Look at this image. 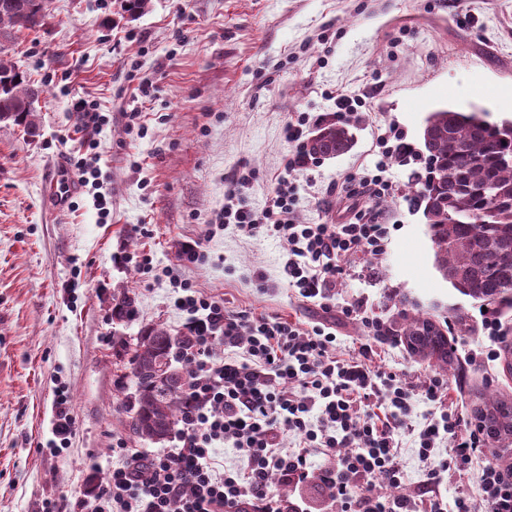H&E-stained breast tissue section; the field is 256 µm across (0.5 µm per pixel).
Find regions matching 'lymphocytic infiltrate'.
Returning <instances> with one entry per match:
<instances>
[{"label":"lymphocytic infiltrate","instance_id":"lymphocytic-infiltrate-1","mask_svg":"<svg viewBox=\"0 0 512 512\" xmlns=\"http://www.w3.org/2000/svg\"><path fill=\"white\" fill-rule=\"evenodd\" d=\"M312 123L299 115L287 126L295 150L276 178L274 195L256 210L241 200L253 174L227 178L224 204L208 235L234 226L248 237H274L288 244L284 273L301 301L325 315L339 313L361 322L367 332L356 355L338 352L335 327L324 321L306 328L275 317L226 306L223 300L173 280L182 291L176 300L188 315L194 345L187 353L191 377L188 409L178 445L163 453L124 449L127 463L101 479L94 501L62 496L46 502L43 512H281L271 489L272 476L289 484L309 477L313 450L335 452L336 465L320 480L342 512H512V470L485 456V443L470 417L448 400V381L430 376L420 389L405 387L396 373L376 368V348L391 340L383 322L366 317L362 302L333 309L329 293L351 258L380 260L390 228L372 214L373 204L395 192L386 161L415 156L401 132L383 158L350 181L351 195L367 198L354 220L340 224H304L297 215V187L291 176L305 168L302 150ZM222 341L226 353L214 358L212 345ZM433 404L427 425L414 436L417 455L428 461L437 444L449 442V455L431 472L428 488L414 497H389L377 483H400L397 438L408 430L414 397ZM378 414H371V407ZM294 437L296 449L285 439ZM231 444L245 468L218 470L213 451ZM482 460L480 499L462 494L447 503L434 489L445 473L461 472Z\"/></svg>","mask_w":512,"mask_h":512}]
</instances>
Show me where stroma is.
Returning a JSON list of instances; mask_svg holds the SVG:
<instances>
[{
	"label": "stroma",
	"instance_id": "35a3bbf8",
	"mask_svg": "<svg viewBox=\"0 0 512 512\" xmlns=\"http://www.w3.org/2000/svg\"><path fill=\"white\" fill-rule=\"evenodd\" d=\"M12 55L40 95L34 132L0 123V512L94 498L105 473L125 462L116 443L159 451L128 427L136 385L125 347L144 327L180 336L187 325L168 280L136 273L142 255L230 307L308 325L322 319L287 286L286 242L231 228L206 236L234 171L255 172L245 204L270 201L293 150L285 127L299 113L335 117L338 92L362 102L347 119L351 150L309 160L295 176L306 224L353 217L341 187L380 160L388 126L416 146L441 106L480 104L492 120L512 118V0H150L136 17L121 0H52L47 24L21 33ZM142 81L151 85L143 102L133 94ZM80 98L107 116L101 129L78 127ZM137 106L142 128L131 133L125 113ZM72 153L92 156L107 222L79 189ZM388 167L399 187L380 208V222L393 227L388 251L378 262L353 258L331 303L362 300L393 329L405 307L438 321L462 310L472 330L454 335L460 373L448 380L451 399L472 409L488 382L512 399L503 359L470 355L488 342L482 309L436 267L423 211L406 190L411 166L392 158ZM190 238L203 239L205 264L181 265L177 245ZM257 271L269 287H259ZM123 292L134 313L118 320L112 297ZM374 363L412 386L431 371L400 341L379 348ZM61 390L73 425L58 448ZM399 441L396 492L411 495L448 450L423 463L411 435ZM335 464L318 455L305 485L273 488L308 512H337L318 480Z\"/></svg>",
	"mask_w": 512,
	"mask_h": 512
}]
</instances>
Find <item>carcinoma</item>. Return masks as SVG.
Listing matches in <instances>:
<instances>
[{
  "mask_svg": "<svg viewBox=\"0 0 512 512\" xmlns=\"http://www.w3.org/2000/svg\"><path fill=\"white\" fill-rule=\"evenodd\" d=\"M50 0H0V122L30 132L36 128L34 107L39 89L9 55L18 34L46 24ZM428 169L414 179L416 205L427 219L435 261L442 277L464 296L486 306H512V120L492 121L473 107H441L425 119L422 135ZM353 144L349 128L334 119L316 125L306 143L314 159L335 158ZM433 324L420 312L403 313L397 335L418 361L456 376L452 351L441 330L422 338L418 331ZM189 336L147 328L132 348L128 376L136 384L129 405V428L152 442L167 439L188 405L184 388L190 364L173 365L190 347ZM474 419L489 445L512 439V402L488 389L478 395Z\"/></svg>",
  "mask_w": 512,
  "mask_h": 512,
  "instance_id": "carcinoma-1",
  "label": "carcinoma"
}]
</instances>
